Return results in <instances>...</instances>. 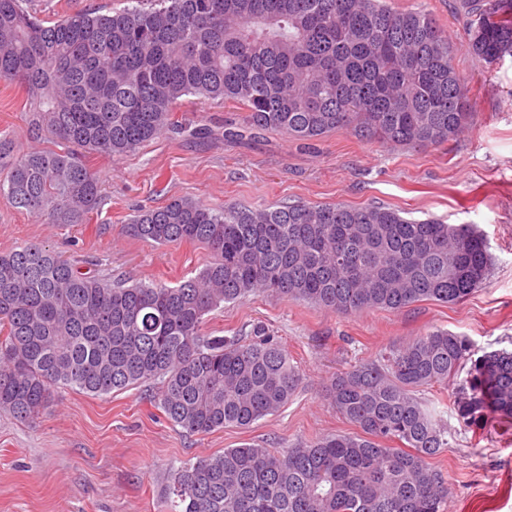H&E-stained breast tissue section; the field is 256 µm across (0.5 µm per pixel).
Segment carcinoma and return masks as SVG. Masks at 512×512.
Masks as SVG:
<instances>
[{"label":"carcinoma","mask_w":512,"mask_h":512,"mask_svg":"<svg viewBox=\"0 0 512 512\" xmlns=\"http://www.w3.org/2000/svg\"><path fill=\"white\" fill-rule=\"evenodd\" d=\"M45 21L0 0V81L30 103L33 137L61 146L20 153L0 131V182L18 208L81 224L101 203L85 155L123 156L176 124L196 96L244 111L239 140L276 129L301 141L349 130L390 145H440L477 110L448 36L423 10L387 0H137ZM468 52L490 68L512 58V0H456ZM158 245L200 242L213 260L175 286L80 272L39 243L0 252V409L26 420L66 388L109 394L154 385L155 407L190 434L247 428L284 408L301 376L256 326L208 335L206 318L256 293L337 314L456 304L487 279L491 256L472 224L409 220L392 208L301 201L226 206L173 198L132 219ZM471 345L435 329L336 375L327 394L358 434L286 451L246 445L172 469L170 512H443L450 488L429 459L448 424L417 397L456 386L465 426L512 419V351L465 369ZM467 377L459 380L462 371Z\"/></svg>","instance_id":"cac0c4a2"}]
</instances>
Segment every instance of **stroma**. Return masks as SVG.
<instances>
[{
  "label": "stroma",
  "instance_id": "stroma-1",
  "mask_svg": "<svg viewBox=\"0 0 512 512\" xmlns=\"http://www.w3.org/2000/svg\"><path fill=\"white\" fill-rule=\"evenodd\" d=\"M400 10L426 9L448 35L454 62L480 98L467 128L438 146H392L334 130L304 144L269 130L247 141L224 140L241 112L220 103L178 106L175 121L206 123L213 133H164L128 156L88 157L102 202L84 224H50L0 195V251L38 242L80 272L128 282L176 285L211 254L199 243L159 246L130 234L138 212L176 197L220 209L227 204L385 206L410 219L472 224L492 256L485 282L465 301H423L400 312H326L300 301L258 294L212 312L205 332L230 336L263 325L298 367L302 382L288 405L249 428L188 434L145 397V386L94 396L54 394L38 416L0 411V512H167L171 467L245 444L288 449L355 427L326 397L330 380L360 361L379 359L427 331L466 337L473 357L512 351V58L486 70L467 52L454 0H389ZM24 90L0 82V130L20 148L27 134ZM451 389L424 391L448 423V446L431 463L448 481L444 512H512V420L487 415L461 423Z\"/></svg>",
  "mask_w": 512,
  "mask_h": 512
}]
</instances>
